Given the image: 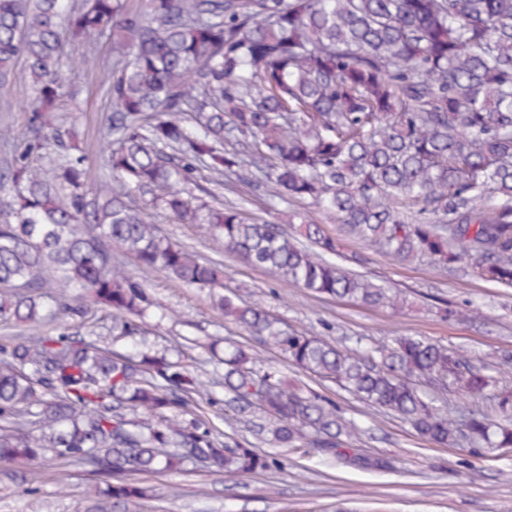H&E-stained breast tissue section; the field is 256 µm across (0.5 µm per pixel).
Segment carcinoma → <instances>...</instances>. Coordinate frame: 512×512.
Masks as SVG:
<instances>
[{
	"label": "carcinoma",
	"mask_w": 512,
	"mask_h": 512,
	"mask_svg": "<svg viewBox=\"0 0 512 512\" xmlns=\"http://www.w3.org/2000/svg\"><path fill=\"white\" fill-rule=\"evenodd\" d=\"M107 31L120 44L108 74L111 172L92 188L56 113L60 68L67 44ZM20 59L35 106L25 147L0 172V321L30 333L0 345V463L88 469L91 512H138L149 489L130 474L268 466L205 419L181 418L208 395V374L147 344L152 295L112 247L201 290L224 286L223 268L173 242L117 187L152 195L176 222L208 225L246 263L319 295L403 304L333 261L340 239L321 225L293 234L194 197L199 167L215 182L252 167L273 196L315 202L342 234L399 262L424 257L446 272L467 261L512 287V0H143L138 11L122 0H0L1 88ZM218 305L293 365L396 412L427 440L512 449V424L482 408L454 416L415 386L443 381L478 399L499 385L460 351L414 336L342 349L258 303ZM91 306L130 350L94 328L43 329L82 321ZM218 363L239 427L339 457L340 437L360 432L242 346L224 347Z\"/></svg>",
	"instance_id": "cac0c4a2"
}]
</instances>
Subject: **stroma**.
Listing matches in <instances>:
<instances>
[{
  "instance_id": "stroma-1",
  "label": "stroma",
  "mask_w": 512,
  "mask_h": 512,
  "mask_svg": "<svg viewBox=\"0 0 512 512\" xmlns=\"http://www.w3.org/2000/svg\"><path fill=\"white\" fill-rule=\"evenodd\" d=\"M66 53L76 66L66 74L62 119L79 133L88 158V182L94 185L106 172L102 148L110 113L105 86L112 38L97 37L90 49L71 43ZM30 103L29 78L20 67L8 87L0 89V130L11 129L19 147L24 144ZM193 189L201 197L212 192L239 202L246 213L262 221L297 225L307 218L329 235L339 233L335 216L308 201L271 198L266 185L247 168L220 185L208 173H198ZM125 200L175 241L222 264L225 292L262 303L291 329L327 337L342 347L358 340L371 347L398 336H423L465 350L485 363L494 377L512 379V288L477 278L469 263L442 274L428 262L401 264L377 248L343 238L338 263L407 299L401 311L373 307L279 283L227 252L205 225L175 223L150 196L134 190L127 191ZM120 260L169 313L165 320H150L151 341L169 346L188 338L220 336L248 346L260 365L277 366L289 382L328 398L345 419L360 426L359 435L344 439V447L389 463L382 470L365 469L315 448L281 447L255 429L231 428L232 410L218 386L206 409L211 424L227 439L247 440L272 457L270 468L236 476L201 468L182 475L140 476V483L156 492L141 501L139 512H512V453L487 454L424 440L398 415L370 407L335 383L293 367L259 337L226 323L208 291L144 271L132 256L124 254ZM443 300L456 304L462 318L442 319L437 307ZM91 480L76 466L0 464V512H84L83 492Z\"/></svg>"
}]
</instances>
